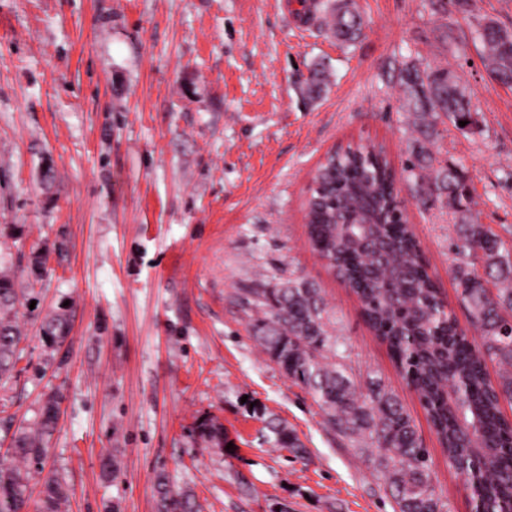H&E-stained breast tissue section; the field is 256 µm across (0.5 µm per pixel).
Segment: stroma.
Masks as SVG:
<instances>
[{
  "instance_id": "1",
  "label": "stroma",
  "mask_w": 512,
  "mask_h": 512,
  "mask_svg": "<svg viewBox=\"0 0 512 512\" xmlns=\"http://www.w3.org/2000/svg\"><path fill=\"white\" fill-rule=\"evenodd\" d=\"M354 2L365 28L348 45L305 23L296 0H0V273L16 281L23 336L0 388V455L56 395L46 465L71 487L63 512H156L161 472L201 512H393L372 457L328 430L251 337L240 289L291 272L323 289L358 380L380 379L411 415L448 512H471L357 296L311 250L304 203L337 147H381L402 170L412 128L398 67L418 57L466 84L476 124L448 127L438 146L463 164L482 222L512 240V86L486 70L457 6ZM448 25L463 52L441 42ZM317 64L329 85L311 99ZM400 196L437 288L464 317L452 214ZM60 312L69 335L51 346L41 325ZM204 414L234 448L192 434ZM272 416L304 455L270 446Z\"/></svg>"
}]
</instances>
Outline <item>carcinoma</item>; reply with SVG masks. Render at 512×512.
Listing matches in <instances>:
<instances>
[{"label":"carcinoma","instance_id":"cac0c4a2","mask_svg":"<svg viewBox=\"0 0 512 512\" xmlns=\"http://www.w3.org/2000/svg\"><path fill=\"white\" fill-rule=\"evenodd\" d=\"M330 15L338 39H358L361 20L352 4L336 3ZM465 19L482 45L484 67L511 85L512 31L470 13ZM399 84L415 132L405 180L412 197L453 215L450 270L467 325L458 324L435 288L403 215L396 173L374 146L349 145L319 165L305 202L308 242L342 282L354 286L366 323L418 395L448 464L477 481L488 512H512V421L500 409L501 402L512 403V242L482 223L463 165L448 163L436 148L440 127L464 131L475 124L460 78L446 67L410 60L400 68ZM242 301L257 313L252 337L262 351L307 390L332 432L374 457L395 512H447L411 416L381 381L368 378L364 393L348 364L336 361L322 289L300 276L280 275L245 290ZM18 303L13 280L1 274L0 382L12 376L22 357ZM42 330L47 342L59 344L67 338L68 319L55 315ZM489 362L500 367L494 382L487 376ZM58 412V400L48 398L35 429L22 430L0 456V512H26L31 468L42 475L37 512H61L65 476L44 472ZM266 428L272 447L303 452L280 419L267 420ZM194 432L212 448L230 443L214 416L197 418ZM155 488L158 512H195L191 498L173 490L165 474H157Z\"/></svg>","mask_w":512,"mask_h":512}]
</instances>
